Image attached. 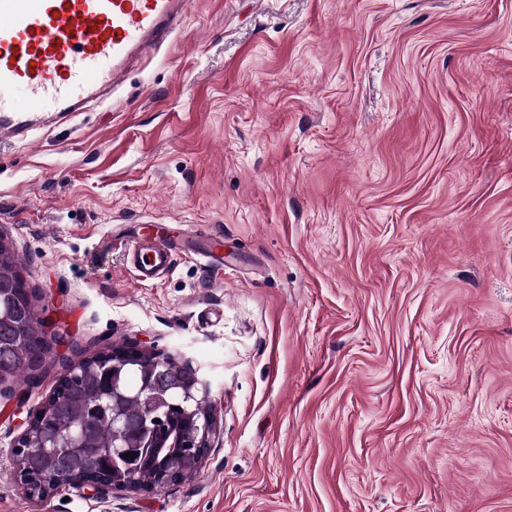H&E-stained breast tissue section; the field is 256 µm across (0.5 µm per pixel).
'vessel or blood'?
I'll list each match as a JSON object with an SVG mask.
<instances>
[{
  "mask_svg": "<svg viewBox=\"0 0 512 512\" xmlns=\"http://www.w3.org/2000/svg\"><path fill=\"white\" fill-rule=\"evenodd\" d=\"M184 11L185 0H0V143L102 100L169 42ZM22 86L25 110L16 101ZM118 245L144 279L167 270L176 252L161 238Z\"/></svg>",
  "mask_w": 512,
  "mask_h": 512,
  "instance_id": "1",
  "label": "vessel or blood"
}]
</instances>
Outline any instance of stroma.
I'll return each mask as SVG.
<instances>
[{
    "mask_svg": "<svg viewBox=\"0 0 512 512\" xmlns=\"http://www.w3.org/2000/svg\"><path fill=\"white\" fill-rule=\"evenodd\" d=\"M116 233L184 244L144 282ZM0 242L51 343L0 382V512H512V0H190L0 145ZM128 342L200 367V468L27 498L30 417Z\"/></svg>",
    "mask_w": 512,
    "mask_h": 512,
    "instance_id": "obj_1",
    "label": "stroma"
}]
</instances>
